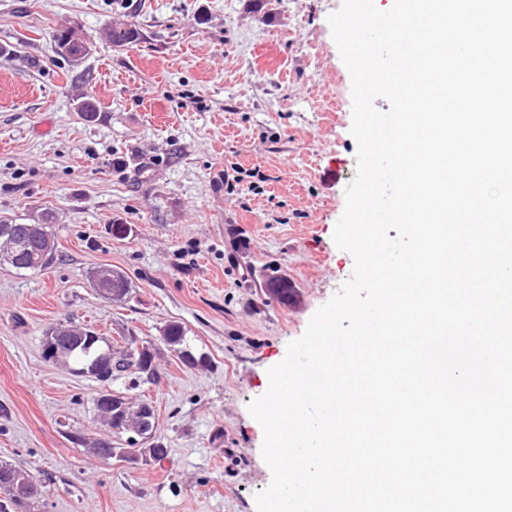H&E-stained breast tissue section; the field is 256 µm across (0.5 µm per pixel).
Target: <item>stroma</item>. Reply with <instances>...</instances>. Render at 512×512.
<instances>
[{
    "label": "stroma",
    "mask_w": 512,
    "mask_h": 512,
    "mask_svg": "<svg viewBox=\"0 0 512 512\" xmlns=\"http://www.w3.org/2000/svg\"><path fill=\"white\" fill-rule=\"evenodd\" d=\"M341 4L0 0V219L50 218L62 252L40 273L0 264V463L40 477L44 512H257L271 472L247 405L354 270L333 241L357 153ZM115 21L139 41L114 48ZM56 28L88 54L59 56ZM103 265L127 274L123 301L91 288ZM271 265L288 304L264 288ZM66 320L152 346L158 380L125 396L153 405L163 461L95 454L125 438L97 418L96 379L45 359ZM171 324L208 366L170 351Z\"/></svg>",
    "instance_id": "35a3bbf8"
}]
</instances>
